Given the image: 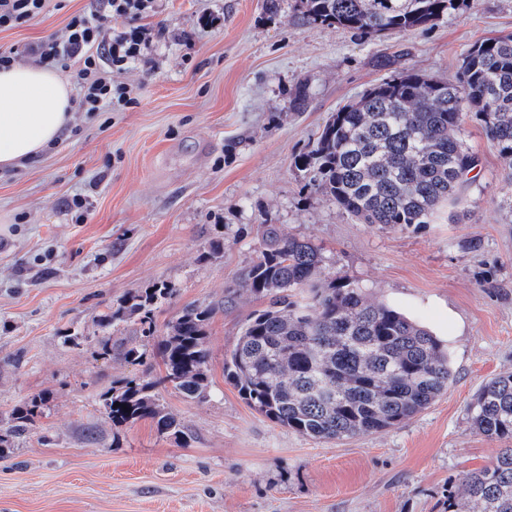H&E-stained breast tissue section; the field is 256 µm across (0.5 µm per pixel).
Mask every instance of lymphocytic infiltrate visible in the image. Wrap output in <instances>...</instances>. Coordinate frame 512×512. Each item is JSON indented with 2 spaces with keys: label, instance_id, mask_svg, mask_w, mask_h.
<instances>
[{
  "label": "lymphocytic infiltrate",
  "instance_id": "1",
  "mask_svg": "<svg viewBox=\"0 0 512 512\" xmlns=\"http://www.w3.org/2000/svg\"><path fill=\"white\" fill-rule=\"evenodd\" d=\"M152 9L153 0H91L90 8L72 15L61 33L31 46L27 54L41 66L73 69L79 87L72 100L75 111L93 114L132 104L131 89L113 82L112 73L140 61L151 39L147 29L117 30L110 22L137 19Z\"/></svg>",
  "mask_w": 512,
  "mask_h": 512
}]
</instances>
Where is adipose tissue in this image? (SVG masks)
Wrapping results in <instances>:
<instances>
[{
    "mask_svg": "<svg viewBox=\"0 0 512 512\" xmlns=\"http://www.w3.org/2000/svg\"><path fill=\"white\" fill-rule=\"evenodd\" d=\"M72 88L52 69H0V169L33 160L58 142L72 119Z\"/></svg>",
    "mask_w": 512,
    "mask_h": 512,
    "instance_id": "obj_1",
    "label": "adipose tissue"
}]
</instances>
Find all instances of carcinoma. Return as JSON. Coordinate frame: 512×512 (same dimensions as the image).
Here are the masks:
<instances>
[{
    "mask_svg": "<svg viewBox=\"0 0 512 512\" xmlns=\"http://www.w3.org/2000/svg\"><path fill=\"white\" fill-rule=\"evenodd\" d=\"M306 24L362 34L424 27L466 0H299ZM483 129L512 177V35L484 40L463 55L444 82L408 70L372 86L331 113L318 136L294 158L306 187L380 230L430 224L442 205L457 206L476 180L478 157L460 137L466 119ZM260 248L241 286L266 305L243 324L224 359L226 380L270 421L323 440L384 431L423 409L448 386V346L420 322L385 302H370L345 277L325 278L308 240L259 225ZM173 295L165 284L136 292L101 319L96 343L112 353L114 325L137 318L152 332L153 312ZM213 305L191 306L156 337L152 355L170 385L189 400L207 397ZM146 363L139 344L120 349ZM156 384L118 380L100 395L113 426L153 422L184 443L190 430L160 404ZM49 395L14 408L0 431V455L30 431ZM120 406H114V403ZM473 429L508 443L494 460L448 495L446 512H512V373L485 382L469 406Z\"/></svg>",
    "mask_w": 512,
    "mask_h": 512,
    "instance_id": "obj_1",
    "label": "carcinoma"
}]
</instances>
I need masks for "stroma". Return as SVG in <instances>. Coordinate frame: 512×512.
<instances>
[{"mask_svg":"<svg viewBox=\"0 0 512 512\" xmlns=\"http://www.w3.org/2000/svg\"><path fill=\"white\" fill-rule=\"evenodd\" d=\"M90 0H49L0 50L60 33ZM147 62L113 73L136 103L78 112L60 142L0 172V417L40 393L30 434L0 460V512H444L448 493L490 464L498 442L473 430L468 407L488 379L512 373V181L481 127L463 138L479 176L463 214L376 230L306 189L294 158L331 112L411 69L454 79L474 43L512 34V0H469L435 23L359 34L299 20L298 0H156ZM306 87L307 102L292 99ZM87 201L76 222L67 203ZM280 225L311 241L326 276L357 282L448 345L453 379L400 425L318 441L249 407L224 358L261 303L240 286L257 230ZM222 253L202 260L209 241ZM173 288L156 333L188 305H215L209 396L160 389L194 439L141 420L113 428L99 396L159 362L104 355L98 320L130 294ZM85 335L78 347L64 343Z\"/></svg>","mask_w":512,"mask_h":512,"instance_id":"obj_1","label":"stroma"}]
</instances>
